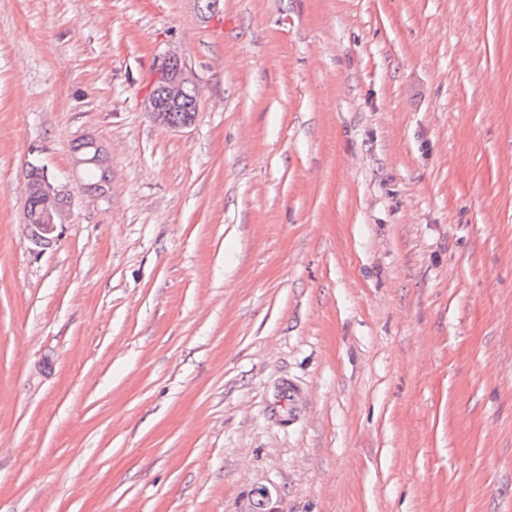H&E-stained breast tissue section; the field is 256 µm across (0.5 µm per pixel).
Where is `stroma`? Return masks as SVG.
<instances>
[{"label": "stroma", "instance_id": "stroma-1", "mask_svg": "<svg viewBox=\"0 0 512 512\" xmlns=\"http://www.w3.org/2000/svg\"><path fill=\"white\" fill-rule=\"evenodd\" d=\"M173 53L179 129L143 105ZM262 488L512 512V0H0V512ZM97 159V156L94 158H87L80 154L75 156V162L78 165H88L84 170L91 181L89 183L90 187L96 186L97 189L103 190V184L107 181V169L105 167L106 158L102 155L100 164H92L95 163ZM48 176L45 168L39 164L30 163L25 171L24 180L27 192V205L30 211L38 205L40 198V209L35 215V222L26 217L24 210L23 225L29 231L30 239L38 246L49 245L57 237L56 232L61 226L63 189L54 180L46 177L34 188L40 178ZM39 198L36 196L35 191ZM44 247V246H43Z\"/></svg>", "mask_w": 512, "mask_h": 512}]
</instances>
